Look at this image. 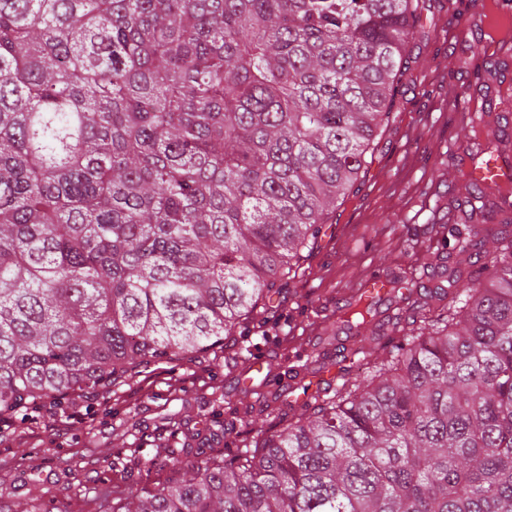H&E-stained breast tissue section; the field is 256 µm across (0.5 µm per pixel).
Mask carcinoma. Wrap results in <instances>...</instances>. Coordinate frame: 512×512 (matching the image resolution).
<instances>
[{
    "label": "carcinoma",
    "instance_id": "1",
    "mask_svg": "<svg viewBox=\"0 0 512 512\" xmlns=\"http://www.w3.org/2000/svg\"><path fill=\"white\" fill-rule=\"evenodd\" d=\"M418 9L0 0V411L115 393L262 324L388 120ZM511 208L465 183L482 223L432 256L452 311L411 305L362 379L233 450L145 460L182 478L98 512H512ZM389 286L408 300L418 278ZM376 304L358 292L344 325Z\"/></svg>",
    "mask_w": 512,
    "mask_h": 512
}]
</instances>
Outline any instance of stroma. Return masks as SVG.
I'll list each match as a JSON object with an SVG mask.
<instances>
[{
	"instance_id": "1",
	"label": "stroma",
	"mask_w": 512,
	"mask_h": 512,
	"mask_svg": "<svg viewBox=\"0 0 512 512\" xmlns=\"http://www.w3.org/2000/svg\"><path fill=\"white\" fill-rule=\"evenodd\" d=\"M497 0H423L420 22L407 47L388 121L379 130L361 175L273 302L265 334L250 335L253 357L265 369L228 371L223 359L187 370L161 368L105 401L89 390L61 405L13 414L0 428V512H95L104 486L141 487L172 480L174 472L128 462L112 468L127 449L144 457L167 448L214 454L230 441L252 439L296 414L284 392L314 383L333 366L342 379H361L391 337L389 315L399 295L383 297L363 333L348 329L338 309L364 278L389 279L418 270L427 251L441 246L435 215L456 220L464 193L457 156L472 141H499L512 164V116L492 129L464 123L478 110L498 112L512 102V62L473 55L483 11ZM295 369L296 378L286 376ZM253 405L234 420L214 396Z\"/></svg>"
}]
</instances>
